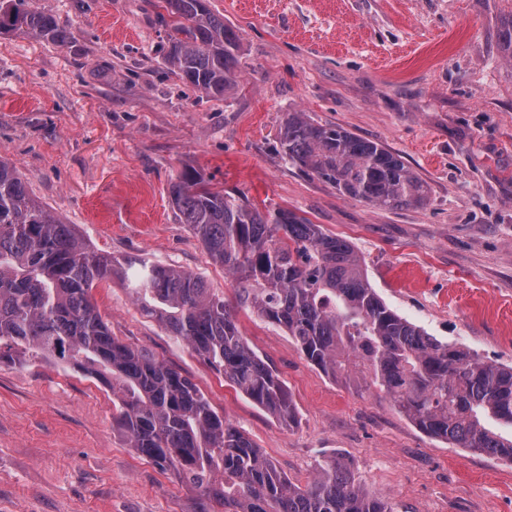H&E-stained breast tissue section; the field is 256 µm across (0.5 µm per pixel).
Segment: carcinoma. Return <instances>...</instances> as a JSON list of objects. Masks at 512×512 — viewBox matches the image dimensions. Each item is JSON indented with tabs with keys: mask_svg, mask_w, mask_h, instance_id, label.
Segmentation results:
<instances>
[{
	"mask_svg": "<svg viewBox=\"0 0 512 512\" xmlns=\"http://www.w3.org/2000/svg\"><path fill=\"white\" fill-rule=\"evenodd\" d=\"M168 28L163 61L185 86L229 100L240 37L209 0H160ZM68 45L70 29L35 0H0V35ZM499 41L512 60V18ZM288 164L343 197L379 209L421 206L427 184L386 147L340 126L289 112L279 131ZM170 201L212 263L235 280L236 304L288 332L313 367L366 380L422 432L512 461V366L429 335L390 309L345 238L288 208L263 212L242 195L183 171ZM118 276L141 311L185 342L214 371L284 424L296 411L276 369L252 350L236 311L191 272L89 246L54 216L16 168L0 159V364L26 358L68 363L112 389V419L131 447L197 487L224 512H393L369 496L340 460L292 482L212 406L179 369L146 347L112 336L91 291Z\"/></svg>",
	"mask_w": 512,
	"mask_h": 512,
	"instance_id": "cac0c4a2",
	"label": "carcinoma"
}]
</instances>
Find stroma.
Here are the masks:
<instances>
[{"mask_svg":"<svg viewBox=\"0 0 512 512\" xmlns=\"http://www.w3.org/2000/svg\"><path fill=\"white\" fill-rule=\"evenodd\" d=\"M64 47L0 36V158L96 250L192 271L226 301L169 202L184 170L347 238L402 317L512 366V0H210L241 40L238 87L206 98L167 70L154 0H37ZM303 112L398 153L424 205L384 210L293 169L277 130ZM119 340L190 375L217 412L291 480L343 458L395 512H512V461L420 431L392 399L312 367L281 328L237 311L296 410L282 424L143 315L119 280L92 291ZM0 512H224L161 471L113 426L112 391L54 360L0 365Z\"/></svg>","mask_w":512,"mask_h":512,"instance_id":"stroma-1","label":"stroma"}]
</instances>
